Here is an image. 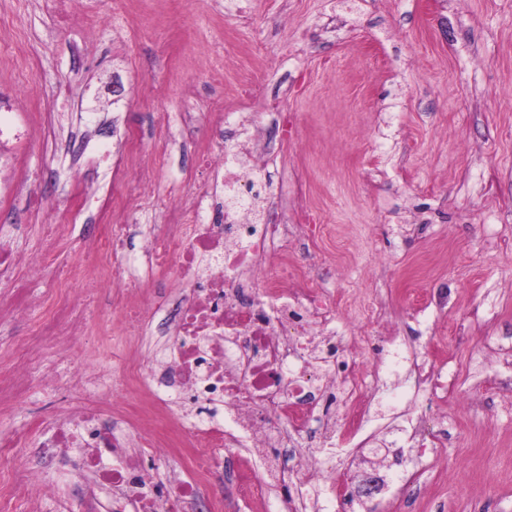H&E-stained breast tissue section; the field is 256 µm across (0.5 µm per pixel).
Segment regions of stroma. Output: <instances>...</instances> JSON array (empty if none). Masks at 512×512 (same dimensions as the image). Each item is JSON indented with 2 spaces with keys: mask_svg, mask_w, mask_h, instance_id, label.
<instances>
[{
  "mask_svg": "<svg viewBox=\"0 0 512 512\" xmlns=\"http://www.w3.org/2000/svg\"><path fill=\"white\" fill-rule=\"evenodd\" d=\"M79 0L59 22L53 0H0V110L29 125L14 175L29 194L0 199V224L24 253L41 246L55 202L71 212L59 242L76 260L100 222L86 196L112 197L117 224H164V210L126 206L137 166L155 193L198 195L204 153L249 119L245 147L263 139L267 171L302 183L315 238L304 267L344 265V294L386 283L399 336L458 368L454 400L438 404L450 441L439 454L359 448L317 481L325 492L387 477L372 512H512V0ZM29 74L15 99L17 66ZM277 102L285 131L265 114ZM111 113L108 152L43 145L42 115ZM472 336L471 346L455 337ZM53 389L32 385L0 416V435L65 405L70 357H49ZM413 383L376 408L391 439ZM0 475L53 476L70 512H91L58 457L16 448Z\"/></svg>",
  "mask_w": 512,
  "mask_h": 512,
  "instance_id": "obj_1",
  "label": "stroma"
}]
</instances>
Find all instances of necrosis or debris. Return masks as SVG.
Wrapping results in <instances>:
<instances>
[{"mask_svg":"<svg viewBox=\"0 0 512 512\" xmlns=\"http://www.w3.org/2000/svg\"><path fill=\"white\" fill-rule=\"evenodd\" d=\"M205 166L224 192L223 212L210 215L200 199L167 204L168 223L145 245L144 279L171 267L178 286L166 302L148 295L124 305L133 341L148 337L156 320L172 327L162 360H117L122 376L140 388L138 402L111 388L88 389L81 372L65 409L44 422L46 447L77 456L94 512H113L112 498L120 502L114 512H224L223 496L211 487L228 465L238 499L263 505L274 497L283 512H305L310 472L334 465L337 450L365 445L384 376L375 357H398L421 394L419 414L399 428L401 447L423 441L425 411L448 396L436 360L381 337L393 319L389 289H369L360 300L357 349L337 340L331 323L350 311L338 297L335 267L307 274L288 251L291 239L317 230L306 221L305 194L295 192L289 207L279 201L259 209L267 179L240 151L211 153ZM69 229L57 210L27 278L19 279L13 227L0 225V299L27 307L33 278L48 292L41 318L17 337L10 367L0 371L1 411L41 371L42 352L88 339L86 298L111 304L113 290L134 278L135 260L123 251L131 225H103L73 263L56 249ZM172 455L181 459L178 479L154 481L146 463ZM251 455L260 472L248 468ZM60 496L35 471L24 482L0 483V512H28L32 500Z\"/></svg>","mask_w":512,"mask_h":512,"instance_id":"4bbe7bcc","label":"necrosis or debris"}]
</instances>
